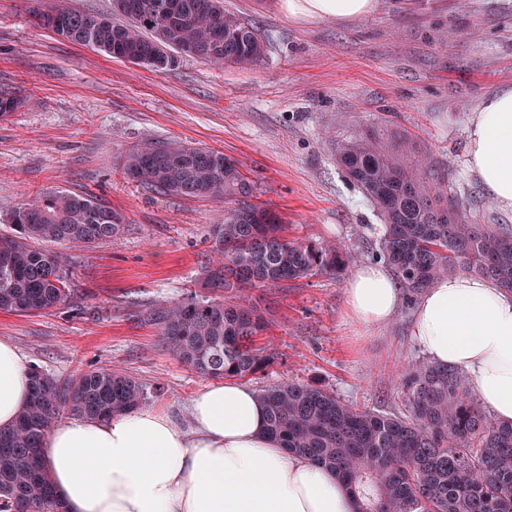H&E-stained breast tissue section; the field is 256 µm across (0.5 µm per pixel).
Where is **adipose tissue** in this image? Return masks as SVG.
<instances>
[{
  "instance_id": "adipose-tissue-1",
  "label": "adipose tissue",
  "mask_w": 512,
  "mask_h": 512,
  "mask_svg": "<svg viewBox=\"0 0 512 512\" xmlns=\"http://www.w3.org/2000/svg\"><path fill=\"white\" fill-rule=\"evenodd\" d=\"M301 20L349 22L379 0H287ZM468 171L496 210L512 220V87L470 113ZM403 295L390 268L355 266L345 283L351 318L390 324ZM410 334L433 362L473 384L496 421L512 422V292L466 274L444 276L419 296ZM29 380L21 352L0 338V428L25 406ZM45 462L66 512H353L344 484L266 432L257 392L232 379L198 390L185 425L154 406L108 419L67 417L50 429Z\"/></svg>"
}]
</instances>
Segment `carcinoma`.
Masks as SVG:
<instances>
[{"label":"carcinoma","instance_id":"cac0c4a2","mask_svg":"<svg viewBox=\"0 0 512 512\" xmlns=\"http://www.w3.org/2000/svg\"><path fill=\"white\" fill-rule=\"evenodd\" d=\"M125 0L106 16L69 7L36 15L67 40L157 72L174 68L194 46L213 63L252 66L265 55L257 30L224 0ZM337 163L383 221L381 253L407 299L434 280L459 272L512 291V235L474 224L448 201L444 177L404 139L382 146L366 132L341 145ZM129 179L158 194L224 202V219L209 225L204 287L218 299L192 295L152 313L173 354L208 377L245 378L268 366L254 346L264 318L238 288H280L315 272H340L347 250L290 239L272 211L250 201L254 185L224 154L185 144H148L123 161ZM15 234L0 236V311L40 314L71 298V272L47 243L89 247L122 230V217L88 196L50 189L15 207ZM30 398L16 423L0 429V512H65L42 455L46 434L65 416L106 419L147 403L136 379L110 368L69 378L28 370ZM402 392L409 414L350 406L308 384L284 382L259 391L267 431L282 447L330 469L352 496L355 512H512V424L487 417L461 373L421 360L407 365Z\"/></svg>","mask_w":512,"mask_h":512}]
</instances>
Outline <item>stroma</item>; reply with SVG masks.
<instances>
[{
  "label": "stroma",
  "mask_w": 512,
  "mask_h": 512,
  "mask_svg": "<svg viewBox=\"0 0 512 512\" xmlns=\"http://www.w3.org/2000/svg\"><path fill=\"white\" fill-rule=\"evenodd\" d=\"M52 0H0V93L19 107L0 118V234L11 209L60 187L123 217L112 240L56 245L69 263L71 299L36 316L0 312V337L27 365L58 377L111 368L136 378L150 404L185 423L205 376L162 342L151 311L205 295L203 241L223 203L163 196L128 180L123 160L148 143H182L235 160L255 200L280 214L288 235L381 259L382 226L336 150L366 130L383 144L409 138L448 195L480 224L504 219L465 167L470 113L512 85V0H381L349 23L298 20L285 0H226L261 34L255 66L184 59L156 72L36 28ZM347 273L322 271L280 288H247L267 331L268 366L246 377L260 390L283 382L328 389L344 403L407 413L400 374L423 352L410 336L413 306L386 327L356 324L345 304Z\"/></svg>",
  "instance_id": "35a3bbf8"
}]
</instances>
